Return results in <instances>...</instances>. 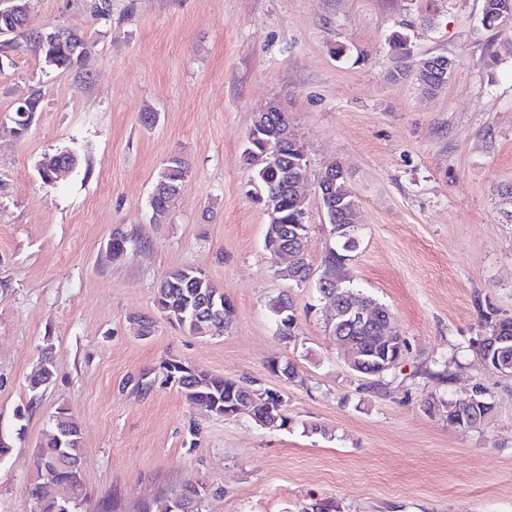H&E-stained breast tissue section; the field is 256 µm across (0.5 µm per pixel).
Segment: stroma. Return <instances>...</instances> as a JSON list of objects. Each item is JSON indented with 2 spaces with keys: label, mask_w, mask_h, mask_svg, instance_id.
Returning <instances> with one entry per match:
<instances>
[{
  "label": "stroma",
  "mask_w": 512,
  "mask_h": 512,
  "mask_svg": "<svg viewBox=\"0 0 512 512\" xmlns=\"http://www.w3.org/2000/svg\"><path fill=\"white\" fill-rule=\"evenodd\" d=\"M482 4L112 0L103 24L84 0H34L29 28L83 32L87 75L30 51L0 72V433L27 411L0 460V512H31L35 454L62 408L82 430L75 512H162L188 481L204 487L200 512H512V376L472 348L485 321L512 318V23L484 28ZM396 31L415 57L452 60L446 85L426 91L403 68ZM37 87L15 136L5 117ZM273 100L311 178L334 162L350 173L362 222L347 270L406 340L381 389L346 366L314 284L280 277L265 248L242 152ZM65 149L79 166L44 186L40 161ZM175 155L190 177L158 223L148 200ZM176 267L202 270L233 304L224 335L156 310ZM282 294L296 304L290 341L268 307ZM47 347L53 376L36 395ZM170 359L279 391L288 427L190 403ZM477 390L494 405L484 425H449L433 407Z\"/></svg>",
  "instance_id": "1"
}]
</instances>
